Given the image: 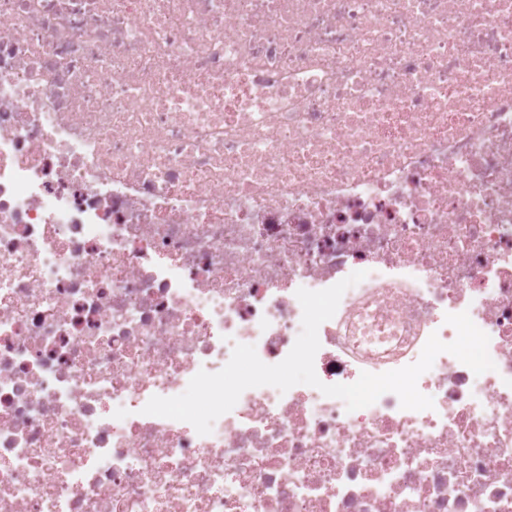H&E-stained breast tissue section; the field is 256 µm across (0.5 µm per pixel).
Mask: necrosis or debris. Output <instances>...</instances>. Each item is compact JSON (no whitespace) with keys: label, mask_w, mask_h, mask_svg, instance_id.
Masks as SVG:
<instances>
[{"label":"necrosis or debris","mask_w":512,"mask_h":512,"mask_svg":"<svg viewBox=\"0 0 512 512\" xmlns=\"http://www.w3.org/2000/svg\"><path fill=\"white\" fill-rule=\"evenodd\" d=\"M322 383L143 414L355 271ZM0 512H512V0H0Z\"/></svg>","instance_id":"4bbe7bcc"}]
</instances>
